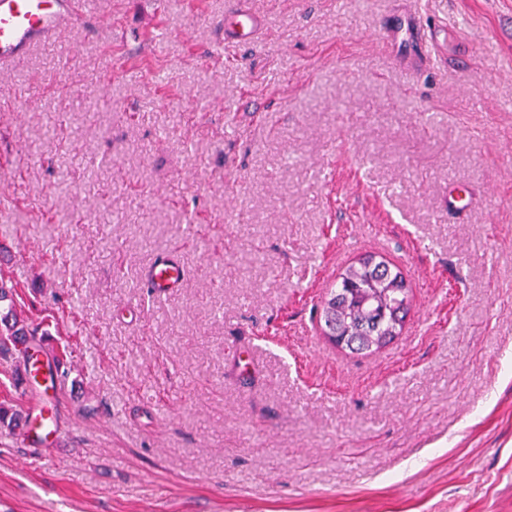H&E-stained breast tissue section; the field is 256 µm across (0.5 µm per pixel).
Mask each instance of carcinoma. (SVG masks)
<instances>
[{"mask_svg": "<svg viewBox=\"0 0 512 512\" xmlns=\"http://www.w3.org/2000/svg\"><path fill=\"white\" fill-rule=\"evenodd\" d=\"M0 307L6 310L0 323L8 337L0 336V351L8 352L6 339L17 341L26 336L14 312L11 287L0 282ZM409 309V288L400 272L391 271L389 264L367 255L349 266L340 284L321 300L320 318L325 336L345 339V347L356 353H373L389 344L402 330ZM46 356V366L52 376H68L63 369V353L38 347ZM24 416L16 409L0 406V424L22 427Z\"/></svg>", "mask_w": 512, "mask_h": 512, "instance_id": "cac0c4a2", "label": "carcinoma"}]
</instances>
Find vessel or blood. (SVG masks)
Here are the masks:
<instances>
[{
	"label": "vessel or blood",
	"mask_w": 512,
	"mask_h": 512,
	"mask_svg": "<svg viewBox=\"0 0 512 512\" xmlns=\"http://www.w3.org/2000/svg\"><path fill=\"white\" fill-rule=\"evenodd\" d=\"M90 17L87 0H0V69L6 70L22 61L39 45L62 42L87 28H99ZM260 23L250 10L237 7L224 16V42L246 45L257 39ZM419 34L424 51L435 47V34L424 31L418 15L404 17L398 29H381L379 41L394 45L402 34ZM183 268L174 259L159 258L150 269L146 281L156 298H164L183 280Z\"/></svg>",
	"instance_id": "vessel-or-blood-1"
}]
</instances>
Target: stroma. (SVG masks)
<instances>
[{
	"mask_svg": "<svg viewBox=\"0 0 512 512\" xmlns=\"http://www.w3.org/2000/svg\"><path fill=\"white\" fill-rule=\"evenodd\" d=\"M91 3L0 73V274L69 367L56 434L0 424V512H512V0H246L228 49L234 0ZM368 254L410 311L363 354L319 306ZM260 33L258 17L250 10L236 7L224 13V47L250 44ZM438 31H439V29H436V28L431 29L430 28L429 31L426 32L425 28L422 27V25L420 24V15L414 14V15L404 17L401 20L399 27L397 28L396 31L391 30L388 27H385L384 29H380L376 33V39H378L379 41L391 44V45L399 43V46H400L402 41L404 40L403 37L401 38L403 32L408 34L410 37H413V34H415V33L420 34V32H421L422 33V35H420L421 43L419 42V44L420 45L422 44V47L420 46V49H424V51L422 50V53H423L424 58H426V55L429 54V52L435 48L434 37L436 36V33ZM183 268L170 257L159 258L150 269L146 281L152 294L162 299L175 288H179L183 280Z\"/></svg>",
	"mask_w": 512,
	"mask_h": 512,
	"instance_id": "1",
	"label": "stroma"
}]
</instances>
